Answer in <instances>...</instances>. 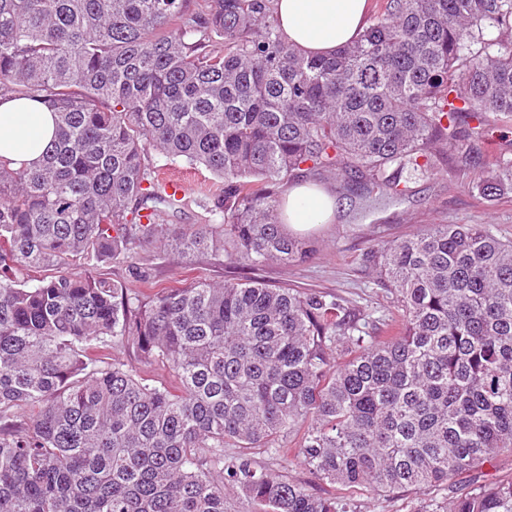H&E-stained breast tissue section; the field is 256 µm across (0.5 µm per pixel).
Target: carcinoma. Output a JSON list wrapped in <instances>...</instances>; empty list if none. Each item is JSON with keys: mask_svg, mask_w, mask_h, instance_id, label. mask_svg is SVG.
Masks as SVG:
<instances>
[{"mask_svg": "<svg viewBox=\"0 0 512 512\" xmlns=\"http://www.w3.org/2000/svg\"><path fill=\"white\" fill-rule=\"evenodd\" d=\"M272 2L0 0V99L56 114L39 168L0 157V512H233L226 483L265 512L405 489L426 495L416 512H512V480L477 479L512 453V241L433 224L371 249L400 316L382 336L318 291L153 293L103 272L147 245L303 260L285 177L395 198L439 148L480 161L487 113L512 116V0H381L317 57L283 40ZM157 155L221 181L217 223H158L182 201ZM125 344L174 383L93 356ZM293 435L336 494L256 468Z\"/></svg>", "mask_w": 512, "mask_h": 512, "instance_id": "carcinoma-1", "label": "carcinoma"}]
</instances>
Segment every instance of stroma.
I'll return each mask as SVG.
<instances>
[{"label":"stroma","mask_w":512,"mask_h":512,"mask_svg":"<svg viewBox=\"0 0 512 512\" xmlns=\"http://www.w3.org/2000/svg\"><path fill=\"white\" fill-rule=\"evenodd\" d=\"M483 137L499 146L488 169L499 174L512 169V118L488 115ZM478 167L464 158H440L433 175L411 180L404 196L377 206L368 205L360 193L341 191L335 176L305 174V181L337 191L340 207L335 218L315 227L306 240L312 253L294 264L269 263L259 269L238 267L226 255L199 254L187 259L153 251L143 254L136 266L112 264L104 271L112 279L135 284L143 275L157 287H177L197 280L221 283L259 277L273 286L311 289L351 301L359 309L366 334L396 308L387 288L365 261L373 247L416 234L431 224H483L497 237L512 240V189L493 197L476 187ZM258 462L298 481L309 492L328 496L332 489L318 480L292 454L261 453ZM415 496L399 492L387 497L371 492L347 496L346 512H414Z\"/></svg>","instance_id":"1"}]
</instances>
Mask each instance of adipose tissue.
I'll use <instances>...</instances> for the list:
<instances>
[{
    "mask_svg": "<svg viewBox=\"0 0 512 512\" xmlns=\"http://www.w3.org/2000/svg\"><path fill=\"white\" fill-rule=\"evenodd\" d=\"M283 39L306 55L326 56L356 40L366 26L367 0H274ZM55 133V115L27 99L0 101V156L37 166ZM285 228L300 233L329 223L336 196L319 185L300 183L283 194Z\"/></svg>",
    "mask_w": 512,
    "mask_h": 512,
    "instance_id": "adipose-tissue-1",
    "label": "adipose tissue"
}]
</instances>
